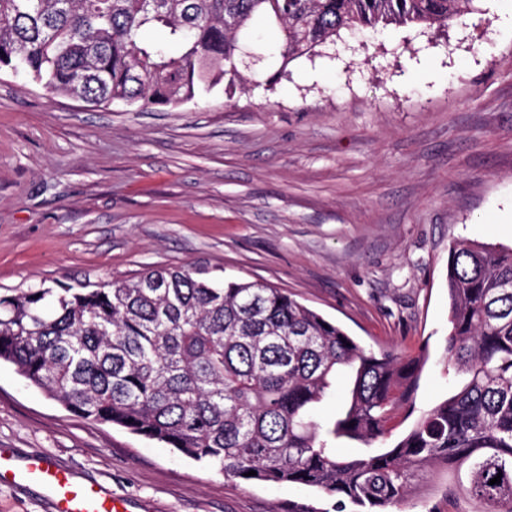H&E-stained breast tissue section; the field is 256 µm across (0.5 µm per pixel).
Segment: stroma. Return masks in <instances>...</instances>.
<instances>
[{
	"label": "stroma",
	"instance_id": "obj_1",
	"mask_svg": "<svg viewBox=\"0 0 512 512\" xmlns=\"http://www.w3.org/2000/svg\"><path fill=\"white\" fill-rule=\"evenodd\" d=\"M466 21L389 25L282 64L280 27L241 40L245 83L177 108L96 107L0 72V294L91 288L150 267L284 290L364 349L446 373L448 247L512 246V0ZM0 448L43 455L148 512H327L300 485L227 479L74 415L0 362ZM391 512H474L446 469Z\"/></svg>",
	"mask_w": 512,
	"mask_h": 512
}]
</instances>
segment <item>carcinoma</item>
Returning <instances> with one entry per match:
<instances>
[{
  "instance_id": "obj_1",
  "label": "carcinoma",
  "mask_w": 512,
  "mask_h": 512,
  "mask_svg": "<svg viewBox=\"0 0 512 512\" xmlns=\"http://www.w3.org/2000/svg\"><path fill=\"white\" fill-rule=\"evenodd\" d=\"M476 2L0 0V70L94 105L176 107L241 78L240 34L262 16L281 28L285 67L343 29H431ZM150 29L163 40H146ZM447 283V369L469 379L406 429L424 356L367 351L279 288L188 268L0 295V361L83 418L227 478L311 488L336 512L346 500L382 512L434 464L464 471L476 512H512V248L452 243ZM342 372L346 404L320 422L313 411ZM338 440L361 451L339 456Z\"/></svg>"
}]
</instances>
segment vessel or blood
Returning <instances> with one entry per match:
<instances>
[{
    "mask_svg": "<svg viewBox=\"0 0 512 512\" xmlns=\"http://www.w3.org/2000/svg\"><path fill=\"white\" fill-rule=\"evenodd\" d=\"M0 484L39 488L48 512H133L130 500L39 456L19 458L0 449Z\"/></svg>",
    "mask_w": 512,
    "mask_h": 512,
    "instance_id": "obj_1",
    "label": "vessel or blood"
}]
</instances>
